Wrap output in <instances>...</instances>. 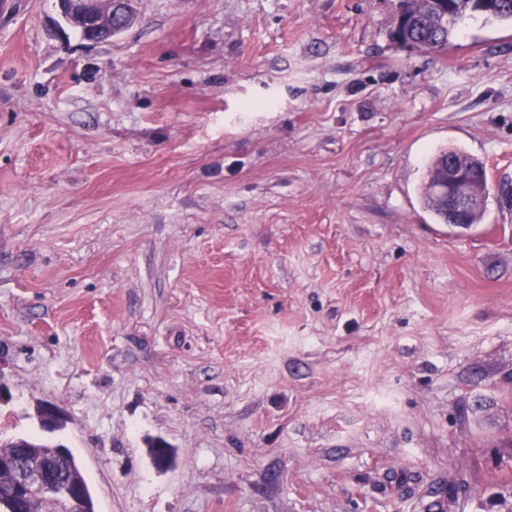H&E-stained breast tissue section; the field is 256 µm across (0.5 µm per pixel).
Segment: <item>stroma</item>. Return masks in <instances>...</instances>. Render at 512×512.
Listing matches in <instances>:
<instances>
[{"mask_svg": "<svg viewBox=\"0 0 512 512\" xmlns=\"http://www.w3.org/2000/svg\"><path fill=\"white\" fill-rule=\"evenodd\" d=\"M136 7L91 45L0 5V443L64 444L96 512H512V24ZM450 147L467 229L421 201ZM433 2L431 0H414L407 4L414 20L408 22L404 30L406 42L396 33L399 21L407 18V15L401 16L403 8L399 9L397 22L392 33L395 44L410 48L407 41H411L416 43L419 51L425 53H440L448 48L455 32V25L445 27L441 24ZM449 149L452 150V155L459 162L461 160L466 161L467 159H475L477 162H480L478 159L469 156L457 148L441 150L428 165L421 200L423 206L432 212L441 223L467 229L470 224H465L462 221L464 215L467 212L479 210L487 206L489 198L487 172L484 164L474 168H465L459 166L454 158H448L447 168L443 170L433 189L437 199L447 205L448 212L459 218L458 223H452V221L448 223L447 211L434 202L430 188L433 182L432 176L434 168H436L442 156H444Z\"/></svg>", "mask_w": 512, "mask_h": 512, "instance_id": "stroma-1", "label": "stroma"}]
</instances>
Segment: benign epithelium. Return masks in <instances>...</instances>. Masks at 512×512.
Listing matches in <instances>:
<instances>
[{"label": "benign epithelium", "mask_w": 512, "mask_h": 512, "mask_svg": "<svg viewBox=\"0 0 512 512\" xmlns=\"http://www.w3.org/2000/svg\"><path fill=\"white\" fill-rule=\"evenodd\" d=\"M60 14L69 27L84 32L89 43L110 40L128 30L136 21V0H57ZM434 195L447 205L448 212L458 216L455 227L465 229L461 218L468 212L487 206L488 178L485 166L465 168L448 158L433 189ZM38 422L45 431L62 427L63 412L45 406L38 413ZM12 476L17 500L41 503L44 512H67L66 503L74 501L75 489L60 482L47 461L29 462L18 469L7 470Z\"/></svg>", "instance_id": "obj_1"}]
</instances>
